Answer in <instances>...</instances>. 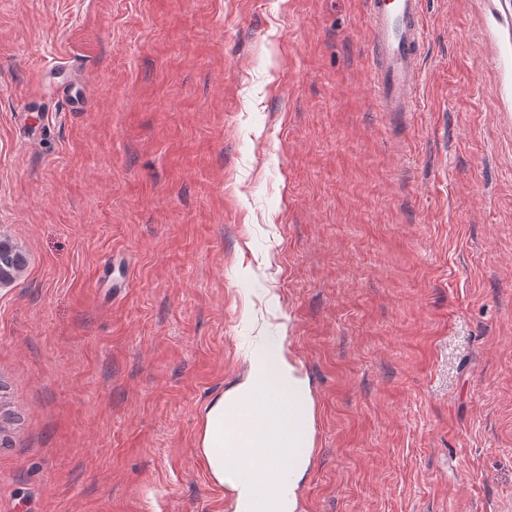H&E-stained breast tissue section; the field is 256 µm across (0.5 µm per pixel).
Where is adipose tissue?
I'll return each mask as SVG.
<instances>
[{
  "label": "adipose tissue",
  "mask_w": 512,
  "mask_h": 512,
  "mask_svg": "<svg viewBox=\"0 0 512 512\" xmlns=\"http://www.w3.org/2000/svg\"><path fill=\"white\" fill-rule=\"evenodd\" d=\"M235 383L205 405L196 449L225 512H301L316 453L309 376L285 336L244 358Z\"/></svg>",
  "instance_id": "ef3b65f1"
}]
</instances>
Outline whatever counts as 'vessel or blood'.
<instances>
[{
    "label": "vessel or blood",
    "instance_id": "obj_1",
    "mask_svg": "<svg viewBox=\"0 0 512 512\" xmlns=\"http://www.w3.org/2000/svg\"><path fill=\"white\" fill-rule=\"evenodd\" d=\"M423 33L422 0H369V34L383 111H410Z\"/></svg>",
    "mask_w": 512,
    "mask_h": 512
}]
</instances>
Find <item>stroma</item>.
Segmentation results:
<instances>
[{"instance_id":"stroma-1","label":"stroma","mask_w":512,"mask_h":512,"mask_svg":"<svg viewBox=\"0 0 512 512\" xmlns=\"http://www.w3.org/2000/svg\"><path fill=\"white\" fill-rule=\"evenodd\" d=\"M422 2L384 112L368 0H0V512H224L201 414L282 323L302 512H512V0ZM27 263V256L22 248L10 238L0 235V275L9 278V282L2 288L12 285L26 270Z\"/></svg>"}]
</instances>
